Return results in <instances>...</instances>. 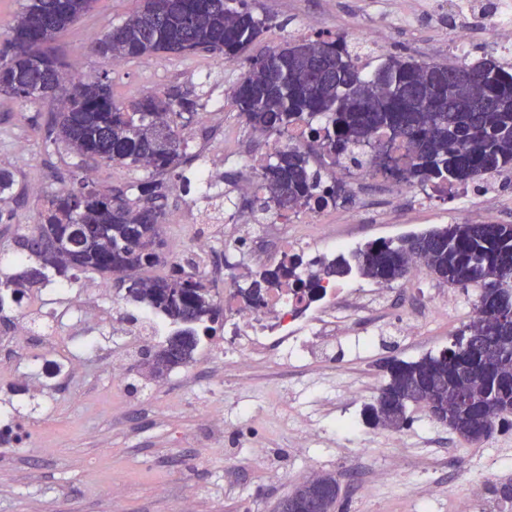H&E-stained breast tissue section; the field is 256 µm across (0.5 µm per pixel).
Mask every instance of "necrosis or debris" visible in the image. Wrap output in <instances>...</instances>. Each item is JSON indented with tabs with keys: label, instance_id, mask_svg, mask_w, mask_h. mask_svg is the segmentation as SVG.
Returning <instances> with one entry per match:
<instances>
[{
	"label": "necrosis or debris",
	"instance_id": "4bbe7bcc",
	"mask_svg": "<svg viewBox=\"0 0 512 512\" xmlns=\"http://www.w3.org/2000/svg\"><path fill=\"white\" fill-rule=\"evenodd\" d=\"M223 106L211 111L210 162L190 173V178L201 192H212L222 182V162L234 161L247 176L242 184L244 192L253 193L260 187V171L264 156L239 150L226 152L224 142L230 131L223 120ZM327 209L306 208L281 216L267 213L264 232L254 230V219L236 216L225 220L220 214H204L195 202H187L183 211L170 216L169 221L184 227L185 235L178 243L174 260L186 253L204 256L199 272L207 280L224 290V329L234 341L224 349L225 362L247 369L255 356L284 364L288 361V346L300 338L315 340L344 335L348 326L369 315L381 302L383 295L375 288L344 287L336 282L324 283L321 296L313 302L299 298L287 282L266 289L260 305L247 302L239 294L235 279L226 268L210 262L208 256L216 243L235 247L238 268L263 273L274 271L296 254L315 253L324 256L335 250L337 240L333 225L327 222ZM315 226V237L288 235L286 224ZM210 225L209 233H202L200 225Z\"/></svg>",
	"mask_w": 512,
	"mask_h": 512
}]
</instances>
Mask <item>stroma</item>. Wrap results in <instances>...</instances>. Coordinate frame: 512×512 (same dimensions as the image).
<instances>
[{
  "mask_svg": "<svg viewBox=\"0 0 512 512\" xmlns=\"http://www.w3.org/2000/svg\"><path fill=\"white\" fill-rule=\"evenodd\" d=\"M386 3L252 0L267 27L250 52L258 55L299 37L312 19L330 34L356 38L381 20ZM138 5L139 0H95L55 42L67 73L87 77L109 71L119 100L160 94L173 85L194 86L202 109L224 102L227 123L252 148L263 149V140L229 102L239 65L201 53L125 59L115 66L89 52L93 36L121 24ZM467 23V17L444 10L421 13L413 26L392 28L387 51L454 62L448 34ZM56 108L51 99L29 103L0 93V170L12 173L17 194L16 200L0 202V272L17 266L6 225L38 223L46 197L63 180L76 174L106 189L127 187L144 176L121 165L83 166L75 155L47 146L44 124ZM20 142L27 145L22 156L16 152ZM421 202L420 209L406 211L398 221L381 223L384 188L370 178L338 202L328 219L356 248L434 226L470 223L477 205L476 198L456 191L445 198L425 195ZM99 278L92 271L81 274L69 284L68 296L49 302L26 298L21 308L8 310V323L0 322V425L22 435L21 451L0 447V512H176L186 499L193 512H273L307 478L312 462L338 479L342 512H512V504L499 502L489 490L512 477V431L470 444L418 407L404 431L410 447L396 448L391 432L366 417L386 381L382 364L438 354L463 325L460 315L434 316L422 335L406 336L399 310L382 306L378 323L354 324L319 355L309 356L295 344L287 366L252 363L245 390L238 385V369L210 355L212 345L224 341L219 331L203 340L192 364L146 383L136 368L138 350L156 338L125 337L123 301L106 296L100 321L64 325L58 319ZM21 321L29 340L17 336ZM85 340L93 342L95 352L82 372L38 387L29 384L26 372L34 359L68 356ZM116 359L125 372L118 386L112 383ZM254 403L266 405L267 413L238 422L240 406ZM207 407L223 410L221 433L202 427L198 413ZM298 416L317 428L316 436L299 440ZM360 479L372 486V496H360ZM475 479L481 489L473 496L468 485Z\"/></svg>",
  "mask_w": 512,
  "mask_h": 512,
  "instance_id": "stroma-1",
  "label": "stroma"
}]
</instances>
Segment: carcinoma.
<instances>
[{"mask_svg": "<svg viewBox=\"0 0 512 512\" xmlns=\"http://www.w3.org/2000/svg\"><path fill=\"white\" fill-rule=\"evenodd\" d=\"M93 0H30L0 52V92L43 100L60 89L65 64L50 44ZM250 0H140L121 25L95 37L91 49L103 59L208 53L246 67L234 83L232 103L255 133L283 135L301 119L321 121L314 142L323 155L345 157L398 181L428 187L438 196L492 174L512 173V67L492 54L473 64L419 61L391 55L365 71L360 55L341 35L300 38L259 56L248 54L263 32ZM199 95L173 86L164 94L112 98L109 72L78 78L45 123V140L92 163L144 168L133 195L100 189L81 180L51 194L40 221L11 232L24 256L21 270L0 277V320L32 290L50 283L49 273L75 281L87 271L130 283L129 303L162 317L180 330L139 355L154 381L194 360L201 337H212L224 323V306L190 256L173 263L165 277L141 271L161 263L153 246L163 232V202L182 180L178 169L199 159L182 129L197 115ZM309 146H288L266 156L262 184L250 210L286 215L316 202L347 198L346 184L326 188L311 165ZM418 259L439 285L477 291L481 316L464 324L437 355L385 365L378 395L411 421L408 392L434 390L440 411H452L447 427L470 443L512 430V224H448L394 240L374 241L316 270L295 256L245 287V298L262 295L283 277L300 296L317 297L322 282L359 276L390 284ZM300 510L328 512L327 490L295 488Z\"/></svg>", "mask_w": 512, "mask_h": 512, "instance_id": "1", "label": "carcinoma"}]
</instances>
